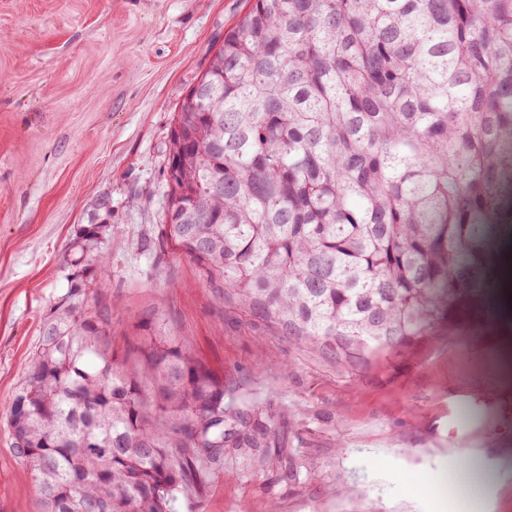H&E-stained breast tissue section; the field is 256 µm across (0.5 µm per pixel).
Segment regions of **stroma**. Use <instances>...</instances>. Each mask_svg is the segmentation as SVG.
<instances>
[{
    "instance_id": "obj_1",
    "label": "stroma",
    "mask_w": 512,
    "mask_h": 512,
    "mask_svg": "<svg viewBox=\"0 0 512 512\" xmlns=\"http://www.w3.org/2000/svg\"><path fill=\"white\" fill-rule=\"evenodd\" d=\"M249 0H0V512H44L6 426L75 260L108 258L122 367L171 336L261 416L264 448L225 450L171 512H512V239L485 301L411 344L336 364L266 327L164 242L175 111ZM93 251L80 254L85 231ZM150 423L181 419L142 373ZM480 459L474 481L458 468ZM419 472L423 490L410 487Z\"/></svg>"
}]
</instances>
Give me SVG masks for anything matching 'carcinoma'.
<instances>
[{
    "mask_svg": "<svg viewBox=\"0 0 512 512\" xmlns=\"http://www.w3.org/2000/svg\"><path fill=\"white\" fill-rule=\"evenodd\" d=\"M163 238L202 280L338 363L477 301L512 222V0H251L179 104ZM193 208L180 207L183 190ZM72 274L7 419L45 512H169L198 464L259 448L224 387L166 339L181 436L149 423Z\"/></svg>",
    "mask_w": 512,
    "mask_h": 512,
    "instance_id": "cac0c4a2",
    "label": "carcinoma"
}]
</instances>
